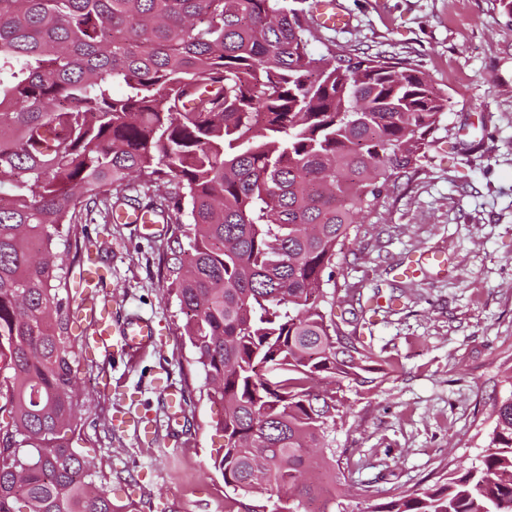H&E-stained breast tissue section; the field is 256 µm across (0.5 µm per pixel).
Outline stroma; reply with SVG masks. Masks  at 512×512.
Here are the masks:
<instances>
[{"label":"stroma","mask_w":512,"mask_h":512,"mask_svg":"<svg viewBox=\"0 0 512 512\" xmlns=\"http://www.w3.org/2000/svg\"><path fill=\"white\" fill-rule=\"evenodd\" d=\"M345 26L312 27L311 44L389 54L430 76L448 110L417 173L383 193L376 214L350 237L331 267L334 284L389 294L402 270L417 275L391 313L367 329L382 376L371 391L345 390L334 445L349 449V512L358 491L383 502L394 488L417 490L470 465L491 432L496 405L512 393V17L498 0H340ZM185 227L152 239L132 224L97 221L77 245H62L68 302L84 284L79 256L95 261L113 320L151 319L156 348L129 363L76 346L84 426L74 447L112 475L135 512H224V479L212 466L224 443L221 405L183 334L165 267ZM440 253L443 265L433 264ZM182 387L186 409L169 427L161 388ZM149 414L154 437L121 427Z\"/></svg>","instance_id":"1"}]
</instances>
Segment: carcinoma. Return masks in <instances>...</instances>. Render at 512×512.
<instances>
[{"label":"carcinoma","instance_id":"cac0c4a2","mask_svg":"<svg viewBox=\"0 0 512 512\" xmlns=\"http://www.w3.org/2000/svg\"><path fill=\"white\" fill-rule=\"evenodd\" d=\"M315 0H0V512H119L72 446L76 338L54 248L128 205L187 223L164 278L224 406L227 512H348L343 388L371 386L380 304L325 271L417 172L448 98L384 52L315 51ZM477 462L366 512H512V394ZM259 497L245 504L238 496Z\"/></svg>","mask_w":512,"mask_h":512}]
</instances>
